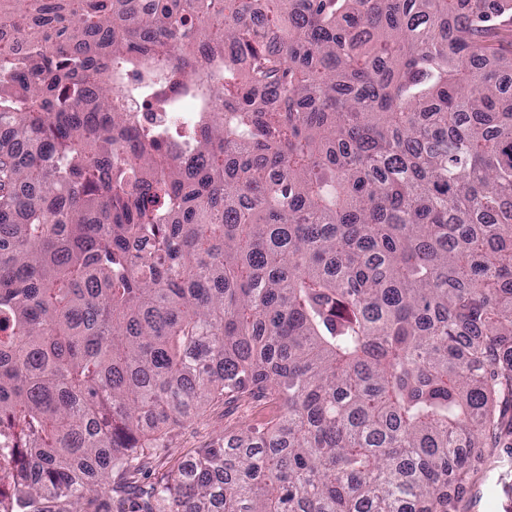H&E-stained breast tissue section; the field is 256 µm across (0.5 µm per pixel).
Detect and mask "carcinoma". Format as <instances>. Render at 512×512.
Here are the masks:
<instances>
[{
    "mask_svg": "<svg viewBox=\"0 0 512 512\" xmlns=\"http://www.w3.org/2000/svg\"><path fill=\"white\" fill-rule=\"evenodd\" d=\"M493 2L0 0V512H456L512 394ZM131 106L138 112H133L137 116L136 128L143 126H161L174 119V114L179 116L182 121H190L194 118L195 112L191 103H187L185 108L187 112H160L154 104H148L145 100L130 102ZM281 413L279 402L261 395H242L212 403L198 415L172 426L164 438V448L157 451L153 468L145 483L155 481L168 468L194 453L209 448L219 438L234 433L248 424L276 419Z\"/></svg>",
    "mask_w": 512,
    "mask_h": 512,
    "instance_id": "1",
    "label": "carcinoma"
}]
</instances>
